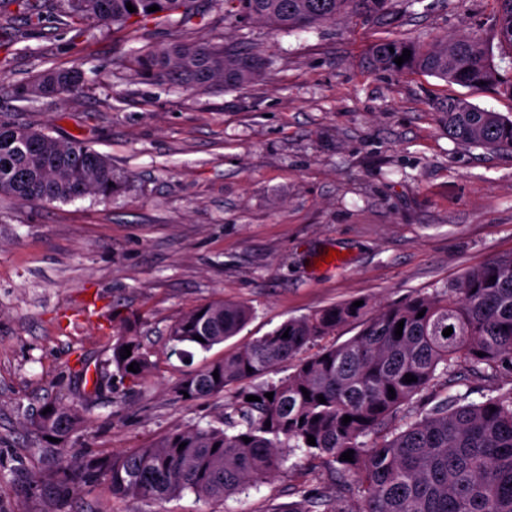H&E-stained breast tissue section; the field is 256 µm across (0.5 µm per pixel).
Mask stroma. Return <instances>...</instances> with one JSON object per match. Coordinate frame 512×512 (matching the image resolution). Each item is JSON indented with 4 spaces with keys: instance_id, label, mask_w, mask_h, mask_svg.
Segmentation results:
<instances>
[{
    "instance_id": "1",
    "label": "stroma",
    "mask_w": 512,
    "mask_h": 512,
    "mask_svg": "<svg viewBox=\"0 0 512 512\" xmlns=\"http://www.w3.org/2000/svg\"><path fill=\"white\" fill-rule=\"evenodd\" d=\"M495 10L494 0H393L382 21L288 33L229 25L215 10L186 27L84 32L0 19V40L29 47L0 68V118L79 137L127 177L109 200L0 199V512H149L106 492L62 503L38 486L48 457L26 422L46 401L85 396L74 454L128 453L212 422L232 393L188 400L174 385L289 318L429 294L512 254V153L457 144L436 112L461 98L512 118V98L373 61L384 38L432 45L476 33L512 75ZM175 39L225 43L268 65L244 86L203 93L130 70L134 51ZM73 68L84 85L51 105L12 95L39 72ZM332 249L344 265L319 266ZM222 299L252 307L246 327L190 360L168 357L172 323ZM120 335L142 338L154 375L138 385L117 375L95 393L87 377ZM336 467L298 451L275 478L224 503L187 493L163 508L286 512L303 488L335 497Z\"/></svg>"
}]
</instances>
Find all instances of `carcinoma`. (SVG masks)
Returning <instances> with one entry per match:
<instances>
[{
    "instance_id": "cac0c4a2",
    "label": "carcinoma",
    "mask_w": 512,
    "mask_h": 512,
    "mask_svg": "<svg viewBox=\"0 0 512 512\" xmlns=\"http://www.w3.org/2000/svg\"><path fill=\"white\" fill-rule=\"evenodd\" d=\"M128 2L136 11L129 12ZM389 2L209 0L226 22H257L286 31L340 18L381 19ZM495 2L500 43L512 56V0ZM153 5L159 10L148 11ZM177 12L182 27L201 15L197 0H54L51 14L56 24L80 31L111 21L145 26ZM1 14L22 18L32 30L46 19L39 0H0ZM405 49L410 58L399 66L395 58ZM375 58L385 68L419 71L448 84L484 85L512 97V77L499 73L476 34L445 38L427 50L413 41L384 39L375 46ZM130 65L143 81H166L199 92L215 82L245 85L261 75L266 62L258 54L174 40L137 51ZM84 80L78 69L46 71L14 86L12 94L27 101L40 91L42 97L55 99L77 91ZM438 112L455 142L512 151V119L459 98L440 103ZM124 181L112 159L92 146L0 119V196L48 204L86 195L108 199ZM421 311L424 316L419 318ZM251 316L244 302L199 306L170 327L169 353L185 357L194 350L207 352L236 336ZM401 320L402 336L397 337ZM350 323L360 327L350 340L305 357L276 382L252 384L313 341ZM448 327L453 333L445 337ZM126 346L131 356L123 359ZM110 350L106 365L117 374L140 381L153 376L154 362L140 337L118 336ZM133 362L139 364L137 373L128 370ZM506 362L512 364V255L468 271L446 290L377 309L367 302L355 307L353 301H343L284 321L174 386L177 396L191 399L236 386L232 412L206 427L175 429L130 454L69 455L67 449L76 444L84 423L79 411L83 399L61 396L46 402L29 426L41 438L58 442L45 449L52 463L39 482L62 499L104 486L116 499L145 505L159 506L186 491L220 502L275 477L284 453L303 448L308 456L332 458L340 465L339 473L352 476L353 482H340L334 499L317 488L304 490L288 512H512V389L480 403L447 400L420 417H405L398 426L387 424L435 381L458 384L465 368L490 378ZM407 374L417 381L405 382ZM390 387L395 394H389ZM249 395L259 400L248 402ZM320 395L326 403L319 402ZM48 407L51 411L43 413ZM346 415L352 420L344 424ZM309 435L316 445L307 444ZM348 450L354 451L351 462L341 460Z\"/></svg>"
}]
</instances>
